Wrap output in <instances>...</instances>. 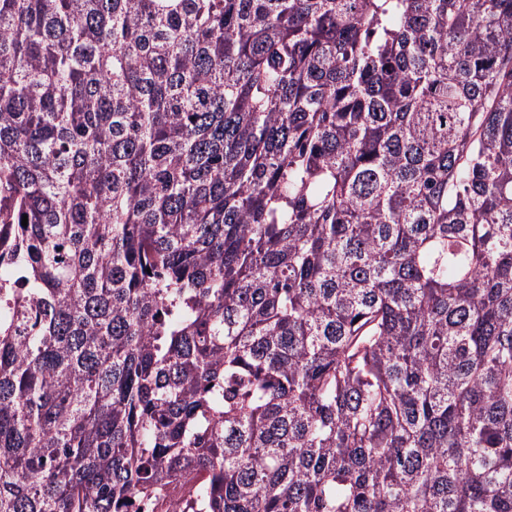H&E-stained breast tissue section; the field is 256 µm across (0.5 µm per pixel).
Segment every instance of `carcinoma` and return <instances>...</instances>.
I'll list each match as a JSON object with an SVG mask.
<instances>
[{
    "label": "carcinoma",
    "instance_id": "obj_1",
    "mask_svg": "<svg viewBox=\"0 0 512 512\" xmlns=\"http://www.w3.org/2000/svg\"><path fill=\"white\" fill-rule=\"evenodd\" d=\"M5 265L0 512H512V0H0Z\"/></svg>",
    "mask_w": 512,
    "mask_h": 512
}]
</instances>
